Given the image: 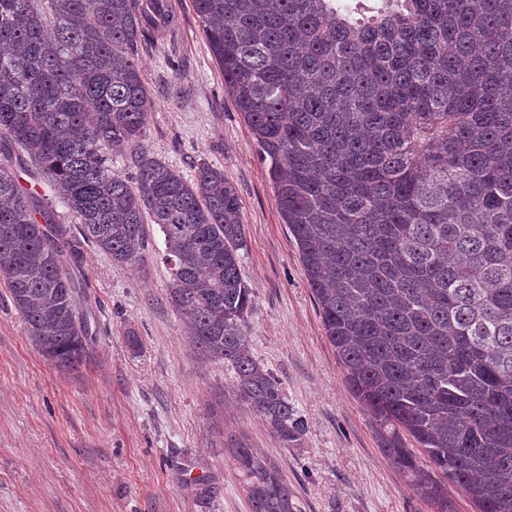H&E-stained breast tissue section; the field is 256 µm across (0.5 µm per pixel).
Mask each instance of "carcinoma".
Here are the masks:
<instances>
[{"mask_svg": "<svg viewBox=\"0 0 512 512\" xmlns=\"http://www.w3.org/2000/svg\"><path fill=\"white\" fill-rule=\"evenodd\" d=\"M193 2L382 452L436 512L450 481L512 512V0H360L357 18L336 0ZM150 3L0 0V279L26 336L74 370L89 327L63 264L93 246L128 265L158 225L188 342L286 446L305 425L251 352L238 191L145 145L139 51L170 24ZM233 460L252 512H301L274 465Z\"/></svg>", "mask_w": 512, "mask_h": 512, "instance_id": "carcinoma-1", "label": "carcinoma"}]
</instances>
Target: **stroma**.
<instances>
[{
	"instance_id": "obj_1",
	"label": "stroma",
	"mask_w": 512,
	"mask_h": 512,
	"mask_svg": "<svg viewBox=\"0 0 512 512\" xmlns=\"http://www.w3.org/2000/svg\"><path fill=\"white\" fill-rule=\"evenodd\" d=\"M164 3L171 30L139 54L152 101L146 144L185 178L204 161L235 185L241 272L254 291L252 354L306 430L282 445L238 398L234 371L198 358L168 299L163 235L149 224L136 262L118 266L91 247L71 272L93 331L77 371L42 356L0 282V512H252L232 462L240 446L275 464L302 512H434L383 454L344 381L192 0Z\"/></svg>"
}]
</instances>
